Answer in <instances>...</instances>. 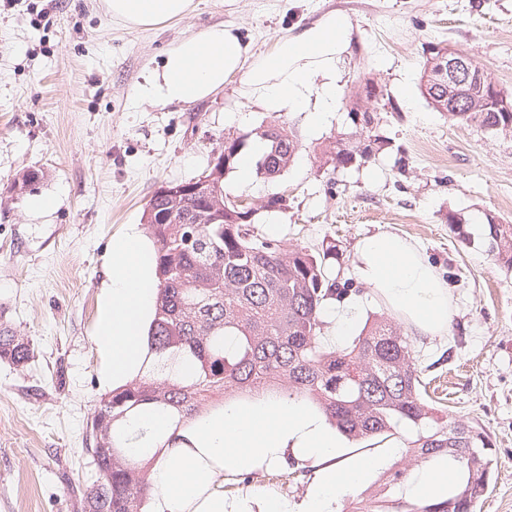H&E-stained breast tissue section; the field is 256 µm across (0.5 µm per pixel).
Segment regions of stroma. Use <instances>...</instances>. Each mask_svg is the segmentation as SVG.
Segmentation results:
<instances>
[{
    "mask_svg": "<svg viewBox=\"0 0 512 512\" xmlns=\"http://www.w3.org/2000/svg\"><path fill=\"white\" fill-rule=\"evenodd\" d=\"M192 13L150 29L123 25L103 0H0V319L35 341L22 369L0 365V512H81L76 489L92 471L85 422L107 388L97 350L99 309L114 242L161 184L191 179L225 138L256 140L268 118L239 79L191 105L138 100L134 89L180 39L215 24L271 52L324 15L352 25L339 103L322 126L282 119L318 149L353 127L348 94L381 84L372 133L380 149L361 166L317 170L307 154L274 181L225 189L256 206L252 222L278 240L334 246L332 272L351 281L369 315L388 313L354 273L362 237L393 232L418 247L448 284L447 334L416 339L431 396L493 443L494 467L475 512H512V269L493 261L488 224L512 223V134L491 135L434 112L419 90L428 43L443 41L490 68L512 93V0H194ZM29 171L38 182L18 188ZM286 206L264 209L272 195ZM51 197L50 210L35 202ZM456 224H449L448 215ZM317 469L276 466L264 482L224 476V496L284 493L298 505Z\"/></svg>",
    "mask_w": 512,
    "mask_h": 512,
    "instance_id": "obj_1",
    "label": "stroma"
}]
</instances>
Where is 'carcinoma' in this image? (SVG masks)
I'll return each instance as SVG.
<instances>
[{"instance_id":"carcinoma-1","label":"carcinoma","mask_w":512,"mask_h":512,"mask_svg":"<svg viewBox=\"0 0 512 512\" xmlns=\"http://www.w3.org/2000/svg\"><path fill=\"white\" fill-rule=\"evenodd\" d=\"M457 55L470 78L449 74ZM419 90L432 109L456 124L492 135L512 132V96L494 73L462 51L429 43ZM383 87L367 81L353 94L354 128L334 138L319 167L345 171L371 159L378 139L373 113ZM266 144L258 172L279 178L302 145L286 123L258 128ZM243 140H224V169L238 162ZM192 189L154 191L143 218L155 244V293L137 372L100 398L88 418L84 449L96 479L81 490L82 512H146L153 463L135 456L123 429L137 415H163L174 425L153 439L155 448H197L185 435L229 402L288 398L305 403L349 440L378 445L403 441V451L378 487L349 512H474L493 468L488 434L449 415L429 396L414 337L383 314L365 322L338 349L325 341L326 304L348 295L326 259L298 243L270 239L252 224L255 209L224 190V173L207 169ZM489 251L512 268V224H488ZM33 339L0 323V363L25 366ZM443 457L462 479L435 502L407 501L396 488L416 468Z\"/></svg>"}]
</instances>
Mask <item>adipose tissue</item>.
<instances>
[{
	"label": "adipose tissue",
	"mask_w": 512,
	"mask_h": 512,
	"mask_svg": "<svg viewBox=\"0 0 512 512\" xmlns=\"http://www.w3.org/2000/svg\"><path fill=\"white\" fill-rule=\"evenodd\" d=\"M112 18L133 27L179 20L193 0H104ZM351 24L333 13L265 55H253L234 27L214 25L167 49L136 88L138 99L157 105H189L211 97L231 78L268 112H305L312 125L327 121L337 107L338 63L350 44ZM357 278L399 312L416 333H447L452 315L448 286L411 241L394 233L358 240ZM99 312L97 348L101 374L115 384L139 367L142 337L153 304L150 254L137 233L112 246V262ZM201 446L194 457L155 459L147 441L135 453L155 459L147 512H251L248 498H224V474L284 462L288 455L318 463V480L303 512H326L336 495L359 487L375 468L372 460L333 465L344 439L306 405L285 400L231 403L196 429ZM457 478L447 460L430 463L404 487L413 499L442 497Z\"/></svg>",
	"instance_id": "1"
}]
</instances>
